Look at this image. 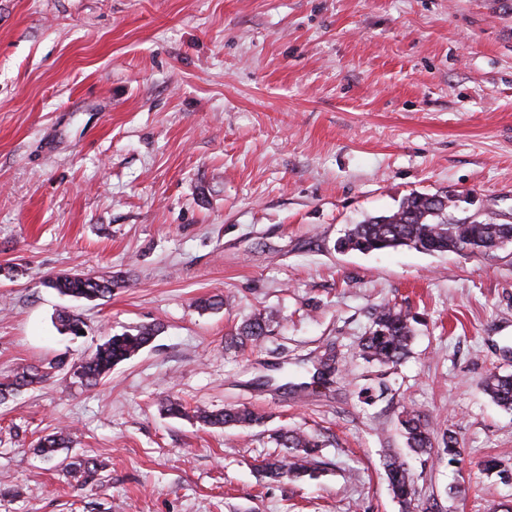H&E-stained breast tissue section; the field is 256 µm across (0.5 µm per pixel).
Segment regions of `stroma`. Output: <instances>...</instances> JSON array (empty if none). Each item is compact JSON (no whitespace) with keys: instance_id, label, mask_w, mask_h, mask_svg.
I'll list each match as a JSON object with an SVG mask.
<instances>
[{"instance_id":"35a3bbf8","label":"stroma","mask_w":512,"mask_h":512,"mask_svg":"<svg viewBox=\"0 0 512 512\" xmlns=\"http://www.w3.org/2000/svg\"><path fill=\"white\" fill-rule=\"evenodd\" d=\"M445 191L512 224V0H0V377L162 328L97 386L0 404V512H401L383 463L410 408L461 459L410 458L419 505L512 512V474L482 469L512 467V411L483 389L512 374V244L336 249ZM72 272L111 297L44 284ZM388 302L418 323L381 366L359 343ZM260 315L265 338L232 343ZM167 398L265 422L210 428ZM61 428L97 487L34 454ZM280 428L320 434L319 479L262 478ZM49 288L55 289L60 295L74 299L95 301L111 297L112 277H93L84 274H61L49 278Z\"/></svg>"}]
</instances>
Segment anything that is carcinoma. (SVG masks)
Masks as SVG:
<instances>
[{
	"label": "carcinoma",
	"instance_id": "carcinoma-1",
	"mask_svg": "<svg viewBox=\"0 0 512 512\" xmlns=\"http://www.w3.org/2000/svg\"><path fill=\"white\" fill-rule=\"evenodd\" d=\"M457 206L449 194L412 193L390 215L371 217L350 228L337 240L341 251L369 253L414 248L424 252H457L467 246L471 253H483L497 241L512 243V224H489L476 219L457 218ZM48 287L59 294L74 299L95 301L112 296V277H93L84 274H61L48 280ZM59 331L79 336L85 323L77 314H58ZM267 321L256 317L244 324L237 335L250 341H259L266 335ZM159 328L143 327L137 333L107 336L96 351L73 371V376L83 385H95L107 377L112 367L126 361L147 347L156 337ZM413 328L408 313L390 304L379 306L368 334L361 340L362 355L380 365L396 364L409 352ZM68 370L63 357H55L37 366H28L0 381V401L8 399L21 389L38 384L56 372ZM485 390L499 406L512 409V375L492 372L485 380ZM193 418L211 428L246 427L259 423L262 417L246 408L209 410L198 408ZM401 433L408 450L415 455L433 452L448 457L453 463L457 457V440L450 431L442 434V447L433 446V430L416 410H406L399 418ZM284 453L263 460V475L273 482L283 479H314L320 470V451L323 447L315 433H300L280 429L271 434ZM69 435L61 432L48 435L37 443V451L49 461L68 449ZM63 470L83 474L84 482L98 481L99 466L93 458H78L61 463ZM385 469L393 497L402 512H414L417 505L414 479L405 460L391 457Z\"/></svg>",
	"mask_w": 512,
	"mask_h": 512
}]
</instances>
